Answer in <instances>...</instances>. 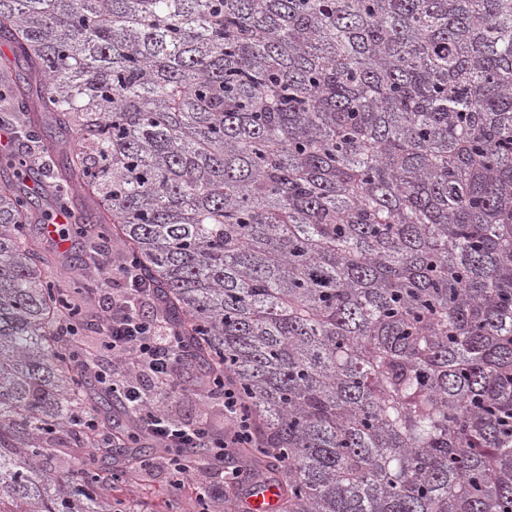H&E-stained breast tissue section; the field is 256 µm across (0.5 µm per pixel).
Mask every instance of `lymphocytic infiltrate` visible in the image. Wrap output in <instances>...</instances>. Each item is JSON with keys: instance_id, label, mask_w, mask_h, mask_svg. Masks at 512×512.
I'll return each mask as SVG.
<instances>
[{"instance_id": "1", "label": "lymphocytic infiltrate", "mask_w": 512, "mask_h": 512, "mask_svg": "<svg viewBox=\"0 0 512 512\" xmlns=\"http://www.w3.org/2000/svg\"><path fill=\"white\" fill-rule=\"evenodd\" d=\"M124 256L123 246L113 245L100 267L95 294L109 299L99 322L105 333L103 345L112 354V375L119 381L118 393L128 418L136 430L165 449L194 448L202 440H209L220 463L212 470V479L228 489H239L241 467H227L223 461L237 450L260 442L258 422L229 375L220 391L207 393L210 407L224 415L222 433H213L208 422L185 423L155 410V399L173 391L181 366L182 341L161 314L150 283L125 263ZM147 379L154 384L150 394L143 387Z\"/></svg>"}]
</instances>
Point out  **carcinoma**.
<instances>
[{
    "instance_id": "cac0c4a2",
    "label": "carcinoma",
    "mask_w": 512,
    "mask_h": 512,
    "mask_svg": "<svg viewBox=\"0 0 512 512\" xmlns=\"http://www.w3.org/2000/svg\"><path fill=\"white\" fill-rule=\"evenodd\" d=\"M0 42V512H112L156 452L76 367L112 241L278 512H512V0H0ZM59 458L66 467L96 468L100 465L98 457L88 455L84 448H62Z\"/></svg>"
}]
</instances>
